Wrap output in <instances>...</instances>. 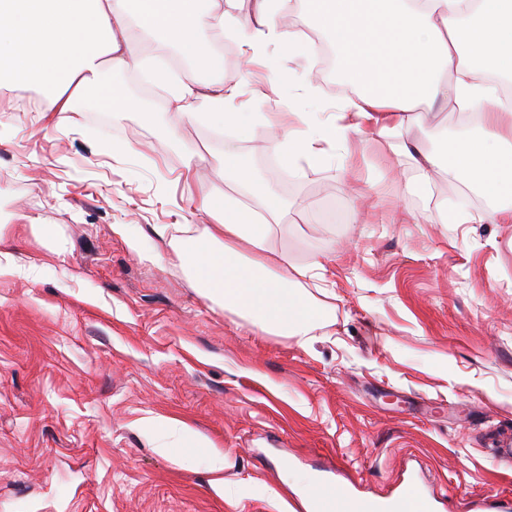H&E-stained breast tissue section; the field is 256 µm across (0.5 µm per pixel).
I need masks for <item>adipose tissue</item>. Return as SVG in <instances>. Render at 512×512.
I'll use <instances>...</instances> for the list:
<instances>
[{"label": "adipose tissue", "instance_id": "obj_1", "mask_svg": "<svg viewBox=\"0 0 512 512\" xmlns=\"http://www.w3.org/2000/svg\"><path fill=\"white\" fill-rule=\"evenodd\" d=\"M236 0L224 12L203 10L199 0H0V82L46 89L51 109L72 112L87 93L98 104L123 113L133 101L118 86L103 82L108 70L127 68L134 50L125 37L130 18L163 47L203 70H221L202 36L222 30L240 47L236 84L215 79L206 94L191 81L173 90L179 110L225 133L224 152L213 173L238 187V195L203 191L201 207L212 219L198 236L171 241L172 264L189 268L203 296L279 336H308L323 328L329 305L312 300L300 279L306 271L270 251L271 217L279 197L254 173L237 141L251 115L231 109L240 82L269 51L313 53L302 42L288 0H259L242 14ZM308 14L332 36L337 60L349 77L351 95L341 110L373 124L394 152H408L404 138L409 114L419 105L483 109L479 134L444 143L416 159L418 189L428 192L440 165L492 201L481 214L449 212L440 201L409 211L414 224L512 223V105L504 103L490 75H512V0H305ZM300 129L276 137L275 151L289 172L316 168L323 144L345 149L356 125L322 124L313 113ZM261 209H254L253 201Z\"/></svg>", "mask_w": 512, "mask_h": 512}]
</instances>
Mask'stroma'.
I'll return each mask as SVG.
<instances>
[{
  "instance_id": "obj_1",
  "label": "stroma",
  "mask_w": 512,
  "mask_h": 512,
  "mask_svg": "<svg viewBox=\"0 0 512 512\" xmlns=\"http://www.w3.org/2000/svg\"><path fill=\"white\" fill-rule=\"evenodd\" d=\"M113 82L134 109L59 127L47 92L0 87V512H305L313 483L358 500L413 483L431 512L512 502V224L406 223L414 162L367 124L348 164L287 173L269 123L328 121L344 85L320 55L271 53L238 98L267 118L238 146L286 205L268 247L322 264L303 285L334 312L304 343L266 334L163 262L154 231L210 223L186 197L223 190V134L141 69ZM480 124L445 110L408 137L435 150Z\"/></svg>"
}]
</instances>
